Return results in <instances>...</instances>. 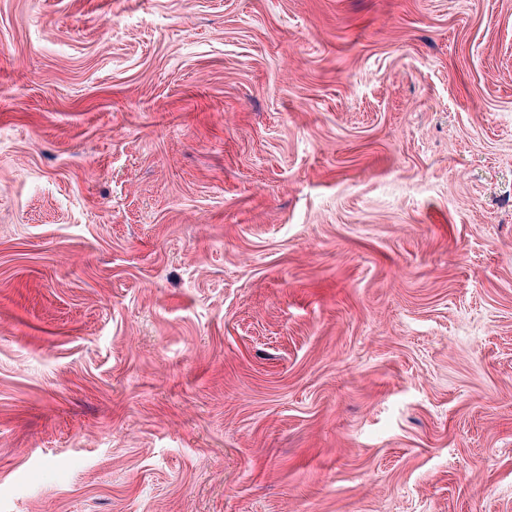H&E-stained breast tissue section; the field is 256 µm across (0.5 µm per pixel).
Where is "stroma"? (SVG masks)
<instances>
[{
	"label": "stroma",
	"mask_w": 512,
	"mask_h": 512,
	"mask_svg": "<svg viewBox=\"0 0 512 512\" xmlns=\"http://www.w3.org/2000/svg\"><path fill=\"white\" fill-rule=\"evenodd\" d=\"M0 512H512V0H0Z\"/></svg>",
	"instance_id": "obj_1"
}]
</instances>
